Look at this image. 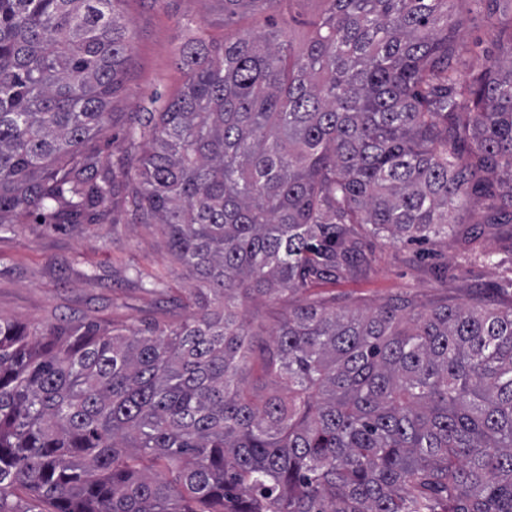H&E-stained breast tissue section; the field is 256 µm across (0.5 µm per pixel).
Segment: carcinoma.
Wrapping results in <instances>:
<instances>
[{
    "instance_id": "cac0c4a2",
    "label": "carcinoma",
    "mask_w": 512,
    "mask_h": 512,
    "mask_svg": "<svg viewBox=\"0 0 512 512\" xmlns=\"http://www.w3.org/2000/svg\"><path fill=\"white\" fill-rule=\"evenodd\" d=\"M124 0H0V231L117 192L87 144L131 51ZM224 16L278 0H222ZM315 36L200 35L126 131L128 204L196 282L177 327L0 319V512H512V307L239 301L368 268L359 226L448 234L471 194L512 224V67L458 75L448 7L324 0Z\"/></svg>"
}]
</instances>
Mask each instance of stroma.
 I'll list each match as a JSON object with an SVG mask.
<instances>
[{"mask_svg":"<svg viewBox=\"0 0 512 512\" xmlns=\"http://www.w3.org/2000/svg\"><path fill=\"white\" fill-rule=\"evenodd\" d=\"M324 8L323 0H282L274 13L245 12L228 20L221 0H124L132 50L124 87L112 102L114 121L96 142L102 163L134 164L127 123L151 96L170 99L182 91L185 77L176 57L196 30L219 43L242 31L263 32L273 15L299 46L314 35ZM451 19L465 79L475 54L497 53L498 27L512 25V0H483L477 9L453 13ZM486 205L484 198L471 197L464 224L452 235L434 238L425 257L416 246L364 236L369 268L314 283L304 296L359 312L403 299L425 307L510 306L512 224L483 225L477 241L466 240ZM486 253L491 261H483ZM190 285L157 228L133 223L121 196L90 223L60 229L29 220L0 232V317L32 328L173 325L186 314L179 299Z\"/></svg>","mask_w":512,"mask_h":512,"instance_id":"35a3bbf8","label":"stroma"}]
</instances>
